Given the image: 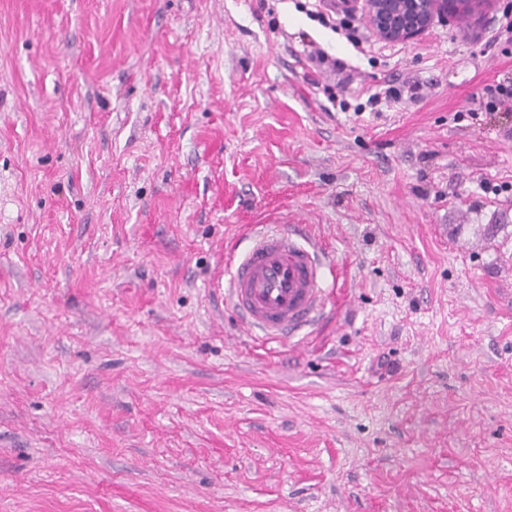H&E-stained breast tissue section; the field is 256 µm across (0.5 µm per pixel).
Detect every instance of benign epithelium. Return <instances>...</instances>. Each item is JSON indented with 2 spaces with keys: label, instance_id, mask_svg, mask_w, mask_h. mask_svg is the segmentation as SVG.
Here are the masks:
<instances>
[{
  "label": "benign epithelium",
  "instance_id": "benign-epithelium-1",
  "mask_svg": "<svg viewBox=\"0 0 512 512\" xmlns=\"http://www.w3.org/2000/svg\"><path fill=\"white\" fill-rule=\"evenodd\" d=\"M492 0H340L341 11L361 13L370 27L388 42H411L436 21L465 17L479 23Z\"/></svg>",
  "mask_w": 512,
  "mask_h": 512
}]
</instances>
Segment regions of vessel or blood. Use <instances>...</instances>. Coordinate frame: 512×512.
I'll list each match as a JSON object with an SVG mask.
<instances>
[{
  "instance_id": "1",
  "label": "vessel or blood",
  "mask_w": 512,
  "mask_h": 512,
  "mask_svg": "<svg viewBox=\"0 0 512 512\" xmlns=\"http://www.w3.org/2000/svg\"><path fill=\"white\" fill-rule=\"evenodd\" d=\"M322 267V254L289 227L253 232L231 265L232 306L261 340L294 335L326 312L330 290Z\"/></svg>"
}]
</instances>
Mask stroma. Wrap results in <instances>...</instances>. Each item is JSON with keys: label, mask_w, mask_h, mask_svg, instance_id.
Masks as SVG:
<instances>
[{"label": "stroma", "mask_w": 512, "mask_h": 512, "mask_svg": "<svg viewBox=\"0 0 512 512\" xmlns=\"http://www.w3.org/2000/svg\"><path fill=\"white\" fill-rule=\"evenodd\" d=\"M509 20L0 0V512H512ZM284 222L331 313L264 343L210 283Z\"/></svg>", "instance_id": "1"}]
</instances>
